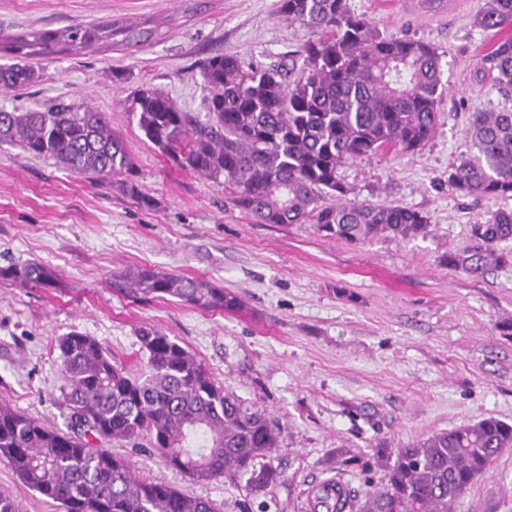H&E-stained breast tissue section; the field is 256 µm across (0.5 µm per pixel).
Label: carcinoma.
<instances>
[{
  "mask_svg": "<svg viewBox=\"0 0 512 512\" xmlns=\"http://www.w3.org/2000/svg\"><path fill=\"white\" fill-rule=\"evenodd\" d=\"M280 16L313 37L294 55L302 60L243 69L234 53L203 65L207 119L180 111L165 94L142 89L129 112L145 139L182 169L220 178L233 204L259 224L316 225L326 237L363 243L380 236L427 233L417 210L349 198L339 168L394 149L414 152L435 133L445 90L444 69L429 43L383 36L346 0H279ZM512 22V0H487L474 24L493 30ZM146 42L155 32L112 22L78 24L0 37V91L39 78L30 59L93 52L100 41ZM499 89L512 92V40L484 59ZM474 152L448 169V186L466 197L512 199V110L476 109L467 128ZM16 143L62 168L105 182L126 176L123 191L146 208L135 162L112 134L105 113L63 100L24 112L0 110V144ZM475 245L450 257L473 278L489 264L512 263V209L498 208L471 227ZM23 285L49 286L55 273L38 262L0 272ZM127 297H171L204 311L238 305L235 296L202 277L151 268L124 274ZM144 368L129 374L98 340L72 331L56 341L65 380L61 406L67 431L46 426L0 403V461L61 512H214L210 502L161 481L136 476L128 457L106 445L153 449L163 464L192 480L246 479L252 493L280 475L271 464L277 432L265 410L224 388L185 347L153 327L140 330ZM512 447V425L489 417L390 448L378 443L372 461L383 486L365 494L360 512H455L493 460ZM350 494L319 486L313 512H350Z\"/></svg>",
  "mask_w": 512,
  "mask_h": 512,
  "instance_id": "1",
  "label": "carcinoma"
}]
</instances>
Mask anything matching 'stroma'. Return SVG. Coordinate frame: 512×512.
<instances>
[{
	"instance_id": "obj_1",
	"label": "stroma",
	"mask_w": 512,
	"mask_h": 512,
	"mask_svg": "<svg viewBox=\"0 0 512 512\" xmlns=\"http://www.w3.org/2000/svg\"><path fill=\"white\" fill-rule=\"evenodd\" d=\"M410 14L404 0H347L386 36L434 46L448 86L433 137L413 153L384 152L339 170L350 195L412 208L427 236L348 243L309 224H258L232 204L223 181L176 168L145 139L127 101L140 89L168 95L191 117H206L203 62L237 54L244 67L287 61L309 38L283 20L278 0H0V33L61 29L74 23L149 21L157 30L133 46L51 54L39 80L0 93V108L62 99L107 113L136 164L154 208L18 145H0V268L30 261L52 269L49 287L0 279V402L66 430L58 407L64 380L57 339L79 331L101 341L114 362L140 373L138 332L152 326L191 351L242 399L263 408L278 433L271 463L278 484L250 493L244 481L191 480L146 452L139 476L208 500L215 512H310L308 494L342 479L355 498L380 485L378 468L342 464L340 451L370 456L494 417L512 423V264L473 278L448 262L472 246L471 226L494 201L464 198L448 168L471 151L475 107L512 109L481 68L512 24L475 26L485 0ZM148 266L204 277L239 300L221 313L174 300L136 302L121 275ZM0 491L21 512H60L0 462ZM457 512H512V448L460 501Z\"/></svg>"
}]
</instances>
